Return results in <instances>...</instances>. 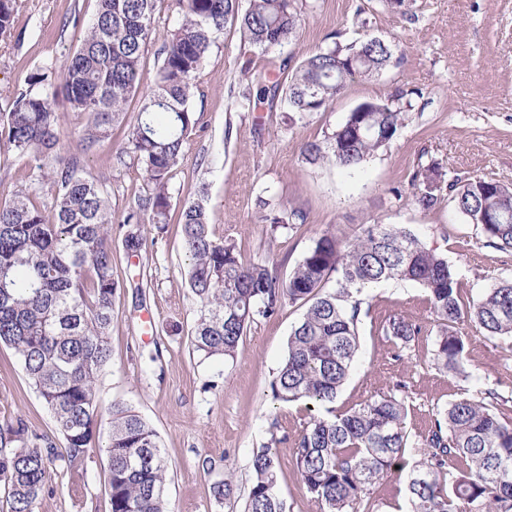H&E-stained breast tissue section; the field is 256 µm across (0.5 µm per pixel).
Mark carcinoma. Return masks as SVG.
<instances>
[{
	"label": "carcinoma",
	"mask_w": 512,
	"mask_h": 512,
	"mask_svg": "<svg viewBox=\"0 0 512 512\" xmlns=\"http://www.w3.org/2000/svg\"><path fill=\"white\" fill-rule=\"evenodd\" d=\"M158 0H99L80 46L59 67V83L36 70L24 78L9 111L0 115V140L36 161V175L0 202V344L14 350L54 421V436L28 433L20 418L0 424V485L7 512H34L51 469L62 468L78 492L87 474L100 407L98 374L111 360L113 225L128 253L140 252L147 227L165 229L171 219L169 183L190 149L199 117L191 106L197 75L216 35L234 22L263 53L296 34L293 0H178L181 18L167 30L158 81L147 92L129 128L130 153L145 188L121 218L112 212L107 179L84 173L78 157L59 150L56 111L63 97L85 119L82 150L111 138L136 91L146 45L155 29ZM16 0H0V35L10 33ZM393 51L381 37L349 47L333 45L306 57L288 84L260 88L258 100L279 98L293 115L323 112L355 78L370 79L390 65ZM349 112L322 142L301 145L311 163L328 160L354 169L396 138L404 112L389 102L366 101ZM414 197L424 210L454 201L480 227L485 244L512 251V187L473 176L442 179L435 166L418 170ZM304 221L298 211L270 218L272 230ZM182 247L189 261L188 286L200 314L193 351L232 360L248 327L282 305L308 304L288 338L287 355L270 383L277 402L304 400L314 413L296 442L293 469L321 512H348L370 487L403 466L408 444L406 406L379 395L341 415L331 404L347 380L359 349L360 302L353 291L389 280L413 282L429 296L443 328L436 360L461 366L464 340L454 328L462 316L458 281L448 261L418 237L393 224H373L349 238L327 231L308 249L288 278L268 266L244 264L236 248L213 237L203 200L179 210ZM335 280L336 288L326 285ZM470 317L491 337L512 336V280L490 288L469 307ZM393 336L407 342L420 327L392 318ZM108 504L110 512H172L164 500L167 466L157 433L132 407L108 409ZM421 436V454L407 472V512H512V427L487 405L460 400L438 412ZM461 459L447 483L448 460ZM280 462L268 448L253 453L244 512H285L279 494ZM218 501L233 492V474L211 486Z\"/></svg>",
	"instance_id": "cac0c4a2"
}]
</instances>
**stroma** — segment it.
<instances>
[{
  "instance_id": "1",
  "label": "stroma",
  "mask_w": 512,
  "mask_h": 512,
  "mask_svg": "<svg viewBox=\"0 0 512 512\" xmlns=\"http://www.w3.org/2000/svg\"><path fill=\"white\" fill-rule=\"evenodd\" d=\"M301 25L274 57L225 26L196 80L191 105L202 127L173 174V206L204 197L217 237L235 244L243 262L261 263L279 277L299 263L324 231L349 237L368 224H396L443 256L459 282V303L468 308L488 288L512 280V252L484 244L455 203L445 199L422 210L411 185L421 168L436 165L446 178L484 176L512 184V0H411L403 9L387 0H296ZM97 0H19L10 36L0 39V113L8 111L25 76L58 66L83 39ZM180 18L177 0H160L156 29L141 64V92L154 84L164 59V36ZM371 36L391 41L394 57L378 76L352 82L326 111L295 123L284 105L255 103L256 73L269 62L290 70L308 54L337 42ZM398 98L407 112L397 138L358 169L307 162L305 141H320L357 105ZM139 95L126 104V123L111 140L82 152V120L62 113L61 152L79 156L88 175L107 176L111 204L122 214L143 190L139 166L128 153V123ZM36 166L0 144V201L24 187ZM301 210L302 224L271 233L260 220L265 208ZM181 227L146 231L140 254H127L112 239V360L98 382L102 406L128 404L156 429L167 464L165 498L175 512H243L254 451L270 446L282 472L279 492L286 512H320L293 471L294 441L309 419L306 402L273 401L270 383L287 353L288 337L304 303H287L248 328L235 359L193 352L190 333L199 304L187 281ZM359 351L334 408L343 414L372 397L404 398L411 439L405 457L419 458L417 441L438 411L468 399L490 403L512 424V338H491L471 319L456 330L465 343L461 371L434 359L440 330L427 294L412 282H385L360 295ZM421 327L419 336H392L389 320ZM23 419L51 433V415L30 386L14 351L0 346V420ZM109 424L100 422L95 450L79 494L66 476L52 474L35 512H108ZM233 470L230 498L216 501L212 483ZM403 477L383 478L350 512H406Z\"/></svg>"
}]
</instances>
